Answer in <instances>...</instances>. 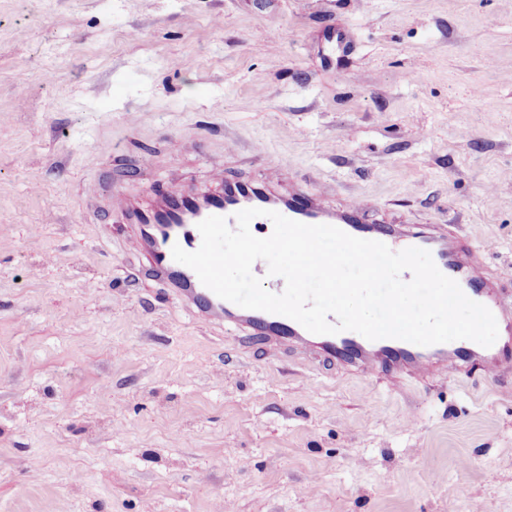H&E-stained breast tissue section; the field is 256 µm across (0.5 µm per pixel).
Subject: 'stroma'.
<instances>
[{
	"label": "stroma",
	"mask_w": 512,
	"mask_h": 512,
	"mask_svg": "<svg viewBox=\"0 0 512 512\" xmlns=\"http://www.w3.org/2000/svg\"><path fill=\"white\" fill-rule=\"evenodd\" d=\"M255 2L0 0V512H512V373L226 347L87 207L107 168L147 203L284 159L512 291V0Z\"/></svg>",
	"instance_id": "obj_1"
}]
</instances>
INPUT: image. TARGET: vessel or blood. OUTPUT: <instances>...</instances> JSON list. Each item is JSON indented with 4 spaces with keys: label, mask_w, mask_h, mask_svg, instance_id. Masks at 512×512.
<instances>
[{
    "label": "vessel or blood",
    "mask_w": 512,
    "mask_h": 512,
    "mask_svg": "<svg viewBox=\"0 0 512 512\" xmlns=\"http://www.w3.org/2000/svg\"><path fill=\"white\" fill-rule=\"evenodd\" d=\"M288 170L287 163L273 166L270 182L261 187L224 177V191L213 196L207 207L192 211L197 193L175 186L164 191L168 218L154 221V209L134 205L112 189V173L104 171L86 191L87 203L97 207L111 200L112 211L125 223L138 225V236L128 241L131 249L143 252L149 277L166 281L179 300L196 315L208 321L227 320L240 326L246 342L259 345L269 355L288 350L314 357L319 364L342 365L366 378L378 375L398 381L413 378L427 381L437 377H454L472 369L492 375L512 371V294H506L498 280L492 279L481 253L474 251L462 236L448 225L433 224L417 230L395 224H375L362 219L363 202H347L342 210L327 207L322 199L296 190L288 197L275 195L272 185ZM245 208L274 210L287 218L309 225L327 224L347 234L386 244L391 250L408 247L428 250L446 276L456 280L464 294L485 305L498 325V338L489 347L460 339L430 346H419L404 340L366 339L354 331L336 334H314L297 321L279 314L242 308L219 298L205 287L197 274L172 257L173 245L188 251L201 245L199 222L210 216L233 218Z\"/></svg>",
    "instance_id": "1"
}]
</instances>
